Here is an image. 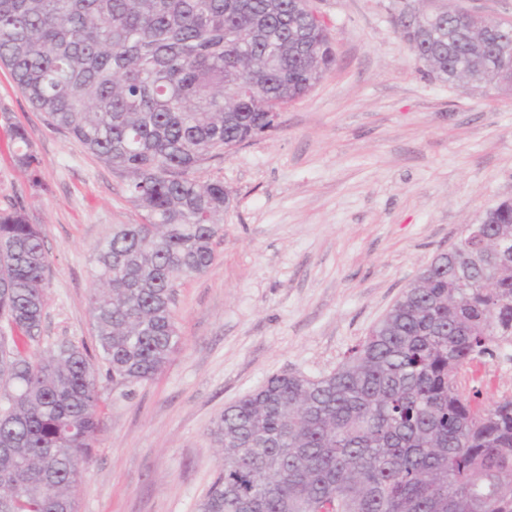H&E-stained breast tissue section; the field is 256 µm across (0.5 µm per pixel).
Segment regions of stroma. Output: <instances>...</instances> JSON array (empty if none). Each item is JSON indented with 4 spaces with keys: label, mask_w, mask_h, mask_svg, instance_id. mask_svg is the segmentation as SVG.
I'll list each match as a JSON object with an SVG mask.
<instances>
[{
    "label": "stroma",
    "mask_w": 512,
    "mask_h": 512,
    "mask_svg": "<svg viewBox=\"0 0 512 512\" xmlns=\"http://www.w3.org/2000/svg\"><path fill=\"white\" fill-rule=\"evenodd\" d=\"M336 64L277 126L202 167L231 194L215 262L175 287L181 343L156 378L103 382L78 512H197L219 471L213 420L276 373L318 377L350 350L463 225L512 200V92L428 76L398 20L405 0H312ZM26 129L42 190L16 166ZM128 178L48 126L0 67V211L23 206L51 267L39 342L93 346L94 247L144 218ZM484 401L512 362L479 365Z\"/></svg>",
    "instance_id": "obj_1"
}]
</instances>
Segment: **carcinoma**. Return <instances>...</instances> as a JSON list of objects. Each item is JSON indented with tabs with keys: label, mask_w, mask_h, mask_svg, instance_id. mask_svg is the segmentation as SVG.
Returning <instances> with one entry per match:
<instances>
[{
	"label": "carcinoma",
	"mask_w": 512,
	"mask_h": 512,
	"mask_svg": "<svg viewBox=\"0 0 512 512\" xmlns=\"http://www.w3.org/2000/svg\"><path fill=\"white\" fill-rule=\"evenodd\" d=\"M436 79L490 67L512 90V36L486 55L474 25L422 17ZM335 62L304 0H0V65L47 124L129 178L142 224L96 245L95 353L39 357L49 259L25 209L0 212V512H77L100 432V377L132 387L181 343L173 287L208 270L230 194L194 174L275 128ZM16 164L43 187L26 130ZM468 224L369 336L320 377L274 374L224 408L219 473L198 512H512V395L486 403L472 368L512 345V202Z\"/></svg>",
	"instance_id": "1"
}]
</instances>
